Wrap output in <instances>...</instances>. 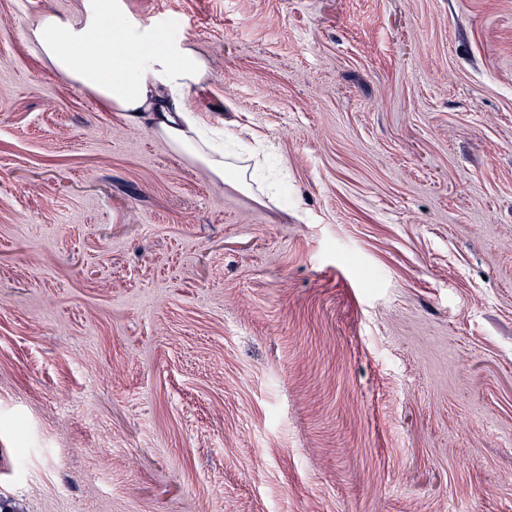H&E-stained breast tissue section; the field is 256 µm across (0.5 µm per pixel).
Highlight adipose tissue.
Returning a JSON list of instances; mask_svg holds the SVG:
<instances>
[{
	"label": "adipose tissue",
	"mask_w": 512,
	"mask_h": 512,
	"mask_svg": "<svg viewBox=\"0 0 512 512\" xmlns=\"http://www.w3.org/2000/svg\"><path fill=\"white\" fill-rule=\"evenodd\" d=\"M108 29L106 41L94 40ZM27 40L50 67L116 112L162 134L177 151L216 179L243 182L224 145L187 108L185 93L208 74V63L183 37L130 11L126 0H79L67 13L47 12L29 27Z\"/></svg>",
	"instance_id": "adipose-tissue-1"
}]
</instances>
